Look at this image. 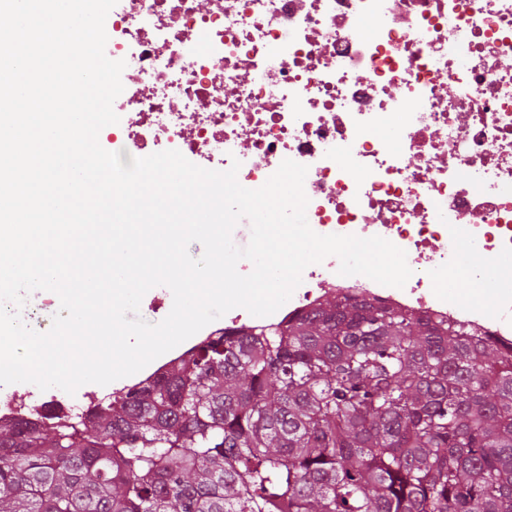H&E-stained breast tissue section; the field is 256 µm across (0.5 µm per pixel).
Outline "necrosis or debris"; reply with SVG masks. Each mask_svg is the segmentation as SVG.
Wrapping results in <instances>:
<instances>
[{"mask_svg":"<svg viewBox=\"0 0 512 512\" xmlns=\"http://www.w3.org/2000/svg\"><path fill=\"white\" fill-rule=\"evenodd\" d=\"M107 36L130 82L107 141L239 163L248 189L293 160L316 233L406 253L404 288L339 275L330 256L272 315L226 313L225 332L286 325L333 294L512 346V0H118ZM459 278L487 302L449 298Z\"/></svg>","mask_w":512,"mask_h":512,"instance_id":"necrosis-or-debris-1","label":"necrosis or debris"}]
</instances>
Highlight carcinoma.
<instances>
[{
    "label": "carcinoma",
    "instance_id": "cac0c4a2",
    "mask_svg": "<svg viewBox=\"0 0 512 512\" xmlns=\"http://www.w3.org/2000/svg\"><path fill=\"white\" fill-rule=\"evenodd\" d=\"M0 512H512V347L332 298L76 422L0 421Z\"/></svg>",
    "mask_w": 512,
    "mask_h": 512
}]
</instances>
